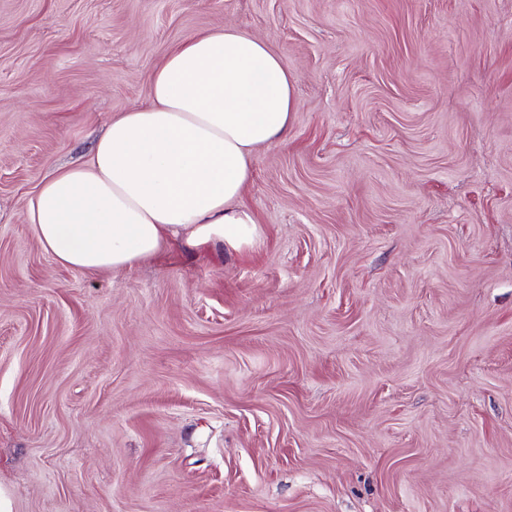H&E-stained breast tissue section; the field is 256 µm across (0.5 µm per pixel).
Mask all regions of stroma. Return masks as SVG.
Wrapping results in <instances>:
<instances>
[{
  "mask_svg": "<svg viewBox=\"0 0 512 512\" xmlns=\"http://www.w3.org/2000/svg\"><path fill=\"white\" fill-rule=\"evenodd\" d=\"M237 27L293 75L256 249L59 266L26 219ZM12 512H512V0H0Z\"/></svg>",
  "mask_w": 512,
  "mask_h": 512,
  "instance_id": "35a3bbf8",
  "label": "stroma"
}]
</instances>
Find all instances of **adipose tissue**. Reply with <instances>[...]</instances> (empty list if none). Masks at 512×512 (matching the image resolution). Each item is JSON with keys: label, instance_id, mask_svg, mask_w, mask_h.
Wrapping results in <instances>:
<instances>
[{"label": "adipose tissue", "instance_id": "1", "mask_svg": "<svg viewBox=\"0 0 512 512\" xmlns=\"http://www.w3.org/2000/svg\"><path fill=\"white\" fill-rule=\"evenodd\" d=\"M292 76L239 28L187 37L158 66L147 104L112 118L84 164L57 169L27 221L55 262L89 274L131 268L173 242L260 240L239 198L256 150L287 132Z\"/></svg>", "mask_w": 512, "mask_h": 512}]
</instances>
